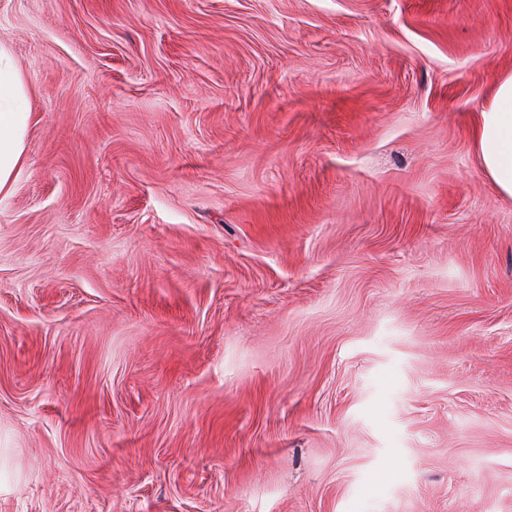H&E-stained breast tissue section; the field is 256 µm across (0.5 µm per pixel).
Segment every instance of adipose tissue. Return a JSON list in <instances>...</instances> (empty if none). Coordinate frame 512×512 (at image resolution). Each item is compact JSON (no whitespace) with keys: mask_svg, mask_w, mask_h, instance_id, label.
Instances as JSON below:
<instances>
[{"mask_svg":"<svg viewBox=\"0 0 512 512\" xmlns=\"http://www.w3.org/2000/svg\"><path fill=\"white\" fill-rule=\"evenodd\" d=\"M31 118L28 89L11 54L0 48V195H7L25 154ZM482 166L498 192L512 198V75L497 86L479 114L476 136Z\"/></svg>","mask_w":512,"mask_h":512,"instance_id":"obj_1","label":"adipose tissue"}]
</instances>
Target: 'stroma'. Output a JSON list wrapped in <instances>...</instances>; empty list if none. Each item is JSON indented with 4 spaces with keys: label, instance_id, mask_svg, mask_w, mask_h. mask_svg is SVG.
<instances>
[{
    "label": "stroma",
    "instance_id": "stroma-1",
    "mask_svg": "<svg viewBox=\"0 0 512 512\" xmlns=\"http://www.w3.org/2000/svg\"><path fill=\"white\" fill-rule=\"evenodd\" d=\"M0 512H512V0H0ZM31 118L28 89L20 70L0 48V195H7L25 154ZM476 143L486 174L502 196L512 198V74L480 112Z\"/></svg>",
    "mask_w": 512,
    "mask_h": 512
}]
</instances>
